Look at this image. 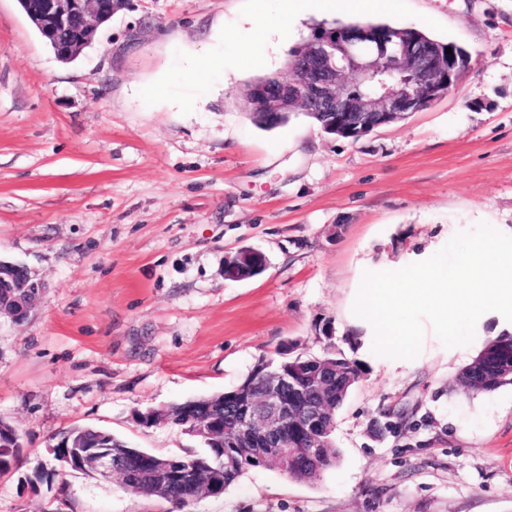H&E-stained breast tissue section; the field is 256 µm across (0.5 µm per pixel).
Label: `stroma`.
Returning <instances> with one entry per match:
<instances>
[{
    "label": "stroma",
    "mask_w": 512,
    "mask_h": 512,
    "mask_svg": "<svg viewBox=\"0 0 512 512\" xmlns=\"http://www.w3.org/2000/svg\"><path fill=\"white\" fill-rule=\"evenodd\" d=\"M384 2L375 21L453 42L472 67L353 141L301 114L259 127L243 93L333 23L319 10L283 44L253 35L278 0H125L64 63L18 0H0V258L46 285L26 323L0 318V420L22 438L0 512H512V384L456 386L483 337H424L395 369L347 312L367 261L482 221L512 227V0ZM204 47L224 75L200 90L185 67ZM245 247L266 270L226 280ZM287 345L362 370L336 413V463L313 480L254 468L180 511L116 477L59 472L50 447L75 425L201 452L136 411L224 392Z\"/></svg>",
    "instance_id": "stroma-1"
}]
</instances>
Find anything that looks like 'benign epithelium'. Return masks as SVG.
<instances>
[{"mask_svg": "<svg viewBox=\"0 0 512 512\" xmlns=\"http://www.w3.org/2000/svg\"><path fill=\"white\" fill-rule=\"evenodd\" d=\"M120 9L118 0H25V11L37 29L55 42L61 60L94 41L98 27ZM374 39L368 30L331 29L307 44L299 61L283 77H269L248 90L252 108L263 111L273 122L290 106L316 111L328 118L327 129L344 137H361L392 124L406 112H419L452 86L459 54L442 46L402 45L398 65L412 71L415 79L400 86L381 85L369 94L363 91L377 69V62L362 59L357 47ZM267 256L254 248H242L224 262V278L242 281L260 275ZM44 291V283L28 267L0 261V315L15 323L28 320ZM512 365L503 362L484 366L466 377L474 386L491 384ZM341 367L319 364L304 374L275 367L260 372L258 382L246 389L224 393V406L232 423L224 427L215 418L198 417L191 424L194 435L207 438L224 429V447L234 449L228 460L256 461L262 467L284 470L290 460H315L324 447V432L334 427L330 404L333 382ZM295 420L299 440L286 443L288 421ZM60 467L93 472L109 480L120 468L112 452L70 445L53 446Z\"/></svg>", "mask_w": 512, "mask_h": 512, "instance_id": "7a95c632", "label": "benign epithelium"}]
</instances>
